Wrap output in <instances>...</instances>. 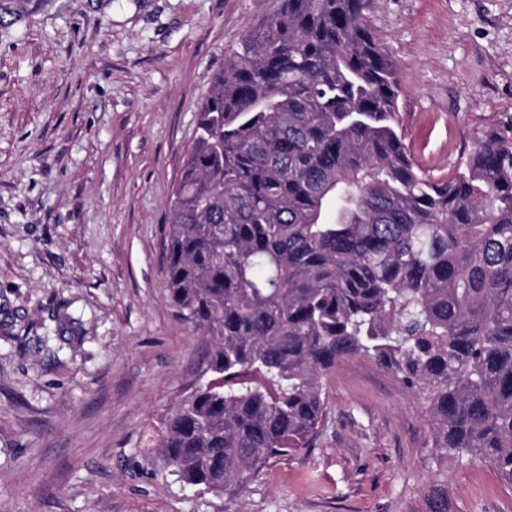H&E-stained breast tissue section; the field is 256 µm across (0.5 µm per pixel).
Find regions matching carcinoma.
I'll return each mask as SVG.
<instances>
[{"mask_svg":"<svg viewBox=\"0 0 512 512\" xmlns=\"http://www.w3.org/2000/svg\"><path fill=\"white\" fill-rule=\"evenodd\" d=\"M364 9L281 0L197 112L164 274L211 346L154 444L188 486L235 494L308 447L355 355L426 397L440 457L512 483V115L429 175ZM423 501L448 512V487Z\"/></svg>","mask_w":512,"mask_h":512,"instance_id":"obj_1","label":"carcinoma"}]
</instances>
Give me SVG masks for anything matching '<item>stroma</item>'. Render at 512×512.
Wrapping results in <instances>:
<instances>
[{
  "mask_svg": "<svg viewBox=\"0 0 512 512\" xmlns=\"http://www.w3.org/2000/svg\"><path fill=\"white\" fill-rule=\"evenodd\" d=\"M280 0H0V512H512L441 460L423 396L364 356L325 377L309 448L239 495L149 447L208 348L166 288L163 229L196 114ZM400 70L405 142L448 175L512 114V0H366ZM422 512H448V487L442 484H430L423 498Z\"/></svg>",
  "mask_w": 512,
  "mask_h": 512,
  "instance_id": "35a3bbf8",
  "label": "stroma"
}]
</instances>
